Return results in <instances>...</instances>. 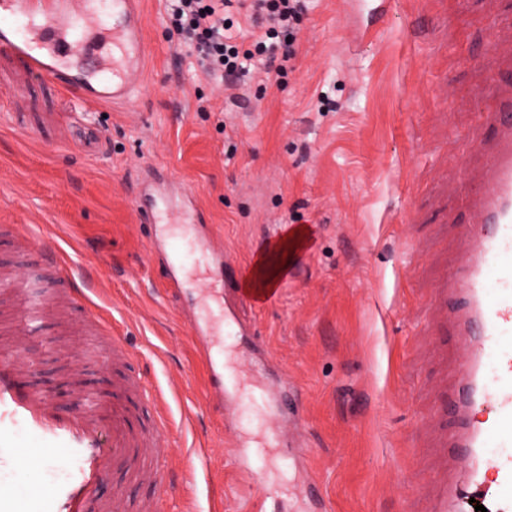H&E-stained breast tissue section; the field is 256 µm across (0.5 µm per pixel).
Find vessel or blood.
Returning a JSON list of instances; mask_svg holds the SVG:
<instances>
[{
    "instance_id": "obj_1",
    "label": "vessel or blood",
    "mask_w": 512,
    "mask_h": 512,
    "mask_svg": "<svg viewBox=\"0 0 512 512\" xmlns=\"http://www.w3.org/2000/svg\"><path fill=\"white\" fill-rule=\"evenodd\" d=\"M0 53L24 58L32 75L52 81L79 105L127 102L139 87L146 55L139 0H0ZM494 114L501 127L487 152L485 187L462 190L472 215L468 247L434 291L439 303H447L452 286L464 299L451 321L466 353L450 444L458 448L470 483L495 471L493 498L512 504V434H502L512 431V95L500 99ZM14 245L25 257L45 262L47 273L35 280L20 270L5 286L17 302L11 343L0 348V512H127L122 489L100 492L119 470L154 486L155 495L140 512H162L165 392L139 377H118L106 397L76 389L67 409L27 386L34 368L31 343L58 282L67 283L86 325L99 329L104 319L76 282L77 261L52 246L43 227L17 226ZM106 343V362H130L123 337L107 336ZM198 353L216 398L246 394L245 386L225 383L223 355L208 344ZM135 399L153 406L151 429L139 425L131 409ZM483 408L490 409L489 417H477ZM493 437L501 449L489 456L485 449ZM18 473L30 476V484L15 482ZM428 512H467L456 483L440 482Z\"/></svg>"
}]
</instances>
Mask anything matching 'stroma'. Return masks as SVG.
Masks as SVG:
<instances>
[{"label":"stroma","mask_w":512,"mask_h":512,"mask_svg":"<svg viewBox=\"0 0 512 512\" xmlns=\"http://www.w3.org/2000/svg\"><path fill=\"white\" fill-rule=\"evenodd\" d=\"M149 60L134 98L82 111L57 85L0 54V227L41 224L78 252L134 366L169 393L165 512H426L457 472L435 415L461 367L435 334L438 280L467 247L460 186L483 181L498 133L488 112L512 82V0H312L286 77L233 85L203 73L143 0ZM168 169L198 199L199 234L249 272L287 231L307 229L265 303L224 322V377L294 388L300 427L263 401L208 410L191 325L205 278L188 237L140 223L133 200ZM179 248L178 303L149 250ZM81 379L112 368L89 336ZM261 472L249 484L238 449Z\"/></svg>","instance_id":"35a3bbf8"}]
</instances>
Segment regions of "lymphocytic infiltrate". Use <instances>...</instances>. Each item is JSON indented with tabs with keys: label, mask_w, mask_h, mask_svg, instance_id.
Returning a JSON list of instances; mask_svg holds the SVG:
<instances>
[{
	"label": "lymphocytic infiltrate",
	"mask_w": 512,
	"mask_h": 512,
	"mask_svg": "<svg viewBox=\"0 0 512 512\" xmlns=\"http://www.w3.org/2000/svg\"><path fill=\"white\" fill-rule=\"evenodd\" d=\"M307 8L308 0H169L168 32L213 77L240 78L254 59L280 76L295 54L297 25ZM243 13L259 29L247 50L234 35Z\"/></svg>",
	"instance_id": "f902f5d3"
}]
</instances>
